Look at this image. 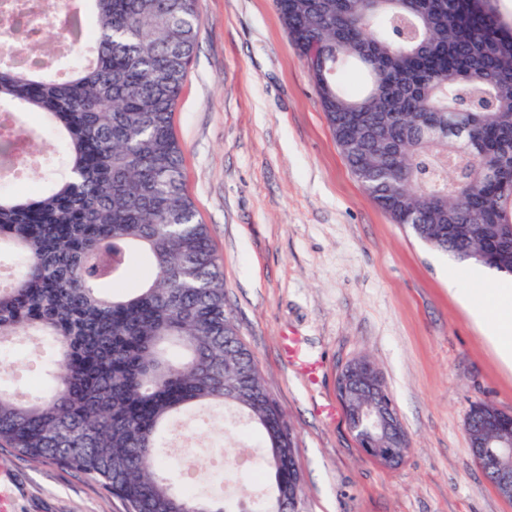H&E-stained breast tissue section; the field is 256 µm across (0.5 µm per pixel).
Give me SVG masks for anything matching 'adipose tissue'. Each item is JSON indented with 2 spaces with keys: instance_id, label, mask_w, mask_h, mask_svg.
<instances>
[{
  "instance_id": "1",
  "label": "adipose tissue",
  "mask_w": 512,
  "mask_h": 512,
  "mask_svg": "<svg viewBox=\"0 0 512 512\" xmlns=\"http://www.w3.org/2000/svg\"><path fill=\"white\" fill-rule=\"evenodd\" d=\"M471 313L484 328L500 362L512 369V281L486 289L483 299L472 305Z\"/></svg>"
}]
</instances>
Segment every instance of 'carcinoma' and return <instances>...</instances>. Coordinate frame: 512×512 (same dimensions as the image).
I'll return each instance as SVG.
<instances>
[{"label": "carcinoma", "instance_id": "1", "mask_svg": "<svg viewBox=\"0 0 512 512\" xmlns=\"http://www.w3.org/2000/svg\"><path fill=\"white\" fill-rule=\"evenodd\" d=\"M94 59L64 79L0 65V104L45 116L67 175L0 194V342L53 344L48 394L0 389V447L99 483L125 512H286L294 435L224 302L187 193L174 112L196 0H88ZM497 0H276L351 172L383 211L459 264L512 268V25ZM413 40L398 37L400 26ZM335 73L324 78L322 66ZM121 260L101 278L97 257ZM140 283L128 286L136 255ZM470 410L466 430L481 435ZM231 410L269 494L251 508L174 486L169 427Z\"/></svg>", "mask_w": 512, "mask_h": 512}]
</instances>
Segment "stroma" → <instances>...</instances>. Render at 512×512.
<instances>
[{"label":"stroma","mask_w":512,"mask_h":512,"mask_svg":"<svg viewBox=\"0 0 512 512\" xmlns=\"http://www.w3.org/2000/svg\"><path fill=\"white\" fill-rule=\"evenodd\" d=\"M200 25L175 113L186 188L222 260L224 297L242 342L296 437L299 512H512L475 462L471 405L512 412L503 367L459 301L464 266L394 223L352 174L314 82L275 0H197ZM42 165L5 192L60 178L61 146L31 115ZM369 357L411 439L386 468L354 441L336 379ZM49 364L40 340L0 346V382L40 394ZM168 449H193L210 496L257 495L250 476L228 483L219 453L256 459L258 434L239 436L210 414L178 424ZM0 512H124L87 476L0 448Z\"/></svg>","instance_id":"35a3bbf8"}]
</instances>
